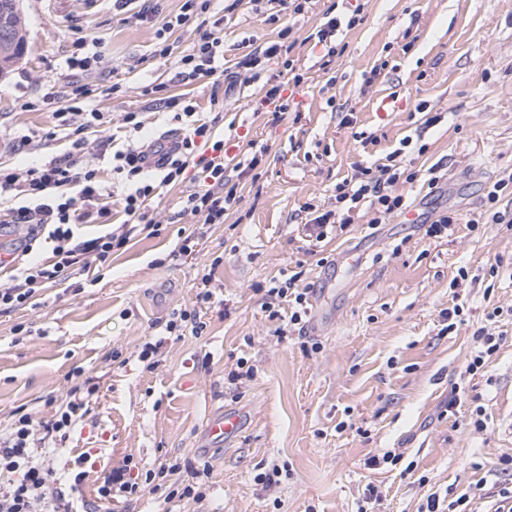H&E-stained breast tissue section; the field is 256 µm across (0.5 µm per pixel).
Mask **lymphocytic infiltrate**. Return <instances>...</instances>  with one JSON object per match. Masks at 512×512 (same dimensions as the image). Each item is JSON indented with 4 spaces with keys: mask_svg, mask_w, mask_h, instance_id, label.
I'll return each mask as SVG.
<instances>
[{
    "mask_svg": "<svg viewBox=\"0 0 512 512\" xmlns=\"http://www.w3.org/2000/svg\"><path fill=\"white\" fill-rule=\"evenodd\" d=\"M212 0H183L181 11L168 21L167 29L197 20V38L190 53L179 64L184 77L196 79L220 72L224 67V33L210 23ZM164 104L175 121H187L181 139L174 142L154 141L149 145L129 143L117 152L115 169L123 174L128 192L125 212L128 223L105 234L81 241L80 226L101 224L110 214L92 169H80L73 156L50 161L40 167L0 168V193L25 199V206L11 213V221L27 227L25 236L15 238L7 253L11 258L28 255L37 240L50 245L46 259L14 268L7 283H0V313H8L30 304L45 285L69 281L76 260H83L84 270L110 265L115 252L124 249L134 233L155 234L157 222L147 201L156 184L183 182L199 147L210 146L213 155L202 167L207 189L189 194L184 212L198 216L207 224H220L228 206L236 200L237 188L224 177L223 141L214 137V124L196 119L192 105L183 98L170 96ZM397 153H390L386 164L376 167L357 166L351 177L336 185V207L316 216L309 231L316 238L328 235L331 222L348 226L355 220L361 203H368L377 218L404 213L408 205L395 186L400 179L414 181L415 173H401ZM309 288L299 286L296 277L275 283L266 291L272 304L271 318L287 316L289 325L304 322L308 315ZM287 313H280V306ZM207 329L198 309L187 306L172 309L162 326L161 336L146 340L138 358L146 369L157 364L160 350L168 337L200 336ZM99 385L94 377L70 386L61 403L47 418L23 409L17 410L6 431L0 432V512H74L73 504L56 486V470L46 452L60 448L69 440L73 428L84 420L91 397ZM136 462L125 459L122 466L109 471L98 488L101 498H134L147 485L161 482L167 499L202 503L211 470L195 467L186 461L162 462L157 468L137 476Z\"/></svg>",
    "mask_w": 512,
    "mask_h": 512,
    "instance_id": "1",
    "label": "lymphocytic infiltrate"
}]
</instances>
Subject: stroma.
I'll return each instance as SVG.
<instances>
[{
	"label": "stroma",
	"mask_w": 512,
	"mask_h": 512,
	"mask_svg": "<svg viewBox=\"0 0 512 512\" xmlns=\"http://www.w3.org/2000/svg\"><path fill=\"white\" fill-rule=\"evenodd\" d=\"M362 4L360 23L337 32L341 52L327 63L309 35L326 11L344 15V0H307L298 13L291 0L259 11L251 0H214L224 70L184 80L177 62L196 21L169 34L168 58L153 54L181 0H159L148 24L137 21L135 2L118 11L112 0H23L29 50L0 80V164L39 166L70 150L56 112L70 107L78 80L93 90L83 111L100 112L101 135L116 137L105 152L89 140L79 161L96 170L112 223L125 219L112 161L127 143L123 116L140 113L142 141L173 135L178 125L161 104L169 96L215 119L224 174L238 186L223 223L174 219L197 186L199 170L189 167L153 200L157 234L114 254L98 284L80 271L79 293L48 288L36 306L0 315V425L22 406L49 415L47 399L77 373L98 378L88 415L52 459L60 469L89 455L81 485H60L81 512H422L429 497L445 505L462 495L469 512H495L499 491L512 490L503 466L512 457V231L480 219L489 187L512 175V0ZM283 30L303 80L276 122L262 102L268 72L252 79L243 62ZM81 37L100 56L84 73L68 67ZM396 150L421 173L396 185L409 215L374 225L363 208L354 224L310 237L311 211L335 208L337 183ZM446 212L457 219L453 235L426 236L425 223ZM187 237L194 250L183 256ZM216 256L224 263L201 306L207 331L167 340L159 366L144 369L140 345L172 308L197 304V272ZM462 267L469 276L458 285ZM295 274L312 288L310 312L303 330L279 338L262 291ZM457 304L463 322L451 331L443 314ZM20 324L28 335L16 334ZM481 327L500 341L470 375ZM241 360L253 376L230 380ZM223 409L246 410V427L207 449L204 425ZM478 409L481 431L470 424ZM389 451L402 462L368 466ZM129 456L148 468L175 457L209 465L206 500L169 501L159 491L101 499V476ZM275 465V482H256ZM371 487L378 498L368 503Z\"/></svg>",
	"instance_id": "obj_1"
}]
</instances>
